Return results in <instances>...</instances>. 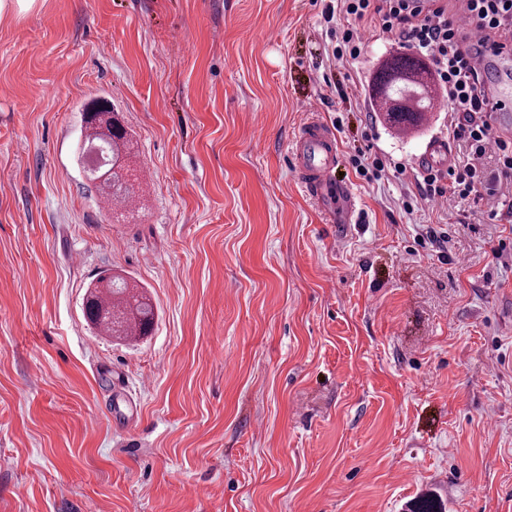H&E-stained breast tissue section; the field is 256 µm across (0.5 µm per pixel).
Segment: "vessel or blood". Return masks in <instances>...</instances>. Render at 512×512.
Instances as JSON below:
<instances>
[{
  "label": "vessel or blood",
  "mask_w": 512,
  "mask_h": 512,
  "mask_svg": "<svg viewBox=\"0 0 512 512\" xmlns=\"http://www.w3.org/2000/svg\"><path fill=\"white\" fill-rule=\"evenodd\" d=\"M473 64L489 76V100L494 111L512 112V66L499 65L493 46L485 45ZM293 165L298 178L311 197L332 213L342 214L351 206L349 186L336 180V140L332 131L317 117L301 127L293 148Z\"/></svg>",
  "instance_id": "obj_1"
}]
</instances>
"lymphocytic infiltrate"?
Returning a JSON list of instances; mask_svg holds the SVG:
<instances>
[{"label": "lymphocytic infiltrate", "mask_w": 512, "mask_h": 512, "mask_svg": "<svg viewBox=\"0 0 512 512\" xmlns=\"http://www.w3.org/2000/svg\"><path fill=\"white\" fill-rule=\"evenodd\" d=\"M460 3L462 12L486 37L512 52V0ZM339 15L344 18L340 24L335 21ZM322 18L336 42L332 55L338 62L349 63L360 57L363 35L354 23L366 18L374 21L381 33L397 37L432 59L436 77L448 91L452 134L468 143L473 160L445 172L425 171L417 183L420 200L453 203L478 192L496 198L502 181L512 180V138L495 133L484 78L469 62V37L449 17L445 0H330ZM487 155L496 158V172L480 166V159Z\"/></svg>", "instance_id": "obj_1"}]
</instances>
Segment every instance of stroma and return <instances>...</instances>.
Segmentation results:
<instances>
[{"mask_svg": "<svg viewBox=\"0 0 512 512\" xmlns=\"http://www.w3.org/2000/svg\"><path fill=\"white\" fill-rule=\"evenodd\" d=\"M325 0H36L0 13V512H512V223L406 213L445 112L384 125L401 44L335 64ZM104 101L151 173L131 217L81 164ZM331 127L355 206L328 223L292 146ZM385 177L356 174L357 153ZM447 233L448 250L426 239ZM136 280L134 344L87 287ZM87 321L108 336L137 341L150 333L154 305L135 281L112 274L102 275L84 303Z\"/></svg>", "mask_w": 512, "mask_h": 512, "instance_id": "1", "label": "stroma"}]
</instances>
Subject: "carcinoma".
Instances as JSON below:
<instances>
[{"mask_svg":"<svg viewBox=\"0 0 512 512\" xmlns=\"http://www.w3.org/2000/svg\"><path fill=\"white\" fill-rule=\"evenodd\" d=\"M424 61L407 51H397L377 70L372 93L381 100V115L391 128L405 132L421 125L426 112L437 97L432 73L423 67ZM85 142L88 147H103L110 157L120 162L112 177L101 178L107 168L100 169L91 180L99 182L104 202L112 210L125 209L135 203L142 191L138 179H125V160L130 156L132 140L117 119L104 130L93 115L85 121ZM87 321L107 335L137 341L148 335L155 319L154 305L136 282L110 274L102 275L89 291L84 303ZM411 512H446L441 501L433 497L419 499Z\"/></svg>","mask_w":512,"mask_h":512,"instance_id":"carcinoma-1","label":"carcinoma"}]
</instances>
